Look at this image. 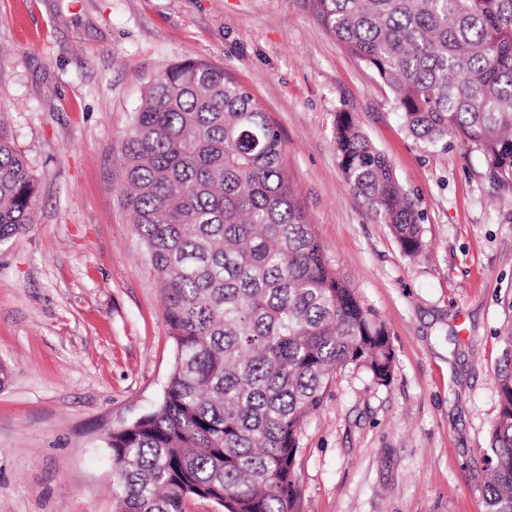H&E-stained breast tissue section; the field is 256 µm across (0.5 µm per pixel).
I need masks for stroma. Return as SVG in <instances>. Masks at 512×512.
Returning <instances> with one entry per match:
<instances>
[{"label": "stroma", "mask_w": 512, "mask_h": 512, "mask_svg": "<svg viewBox=\"0 0 512 512\" xmlns=\"http://www.w3.org/2000/svg\"><path fill=\"white\" fill-rule=\"evenodd\" d=\"M223 67L283 136L331 265L386 326L388 385L338 373L303 428L302 512H485L497 365L512 323V184L480 152L431 149L313 0H0V119L36 183L0 242V512H115L109 433L158 404L174 343L148 253L117 202L147 83ZM350 113L424 216L404 254L348 188Z\"/></svg>", "instance_id": "35a3bbf8"}]
</instances>
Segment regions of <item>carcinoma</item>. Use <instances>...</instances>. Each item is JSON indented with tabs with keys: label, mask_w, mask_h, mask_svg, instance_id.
<instances>
[{
	"label": "carcinoma",
	"mask_w": 512,
	"mask_h": 512,
	"mask_svg": "<svg viewBox=\"0 0 512 512\" xmlns=\"http://www.w3.org/2000/svg\"><path fill=\"white\" fill-rule=\"evenodd\" d=\"M321 22L393 94L409 134L479 151L512 182V0H315ZM349 189L404 254L422 214L346 112ZM117 199L162 288L172 373L152 410L108 436L116 512H301L305 421L339 369L390 382L385 324L330 264L291 188L278 127L224 68L186 59L147 86L121 143ZM34 180L0 119V241L27 229ZM497 370L486 512H512V326Z\"/></svg>",
	"instance_id": "carcinoma-1"
}]
</instances>
